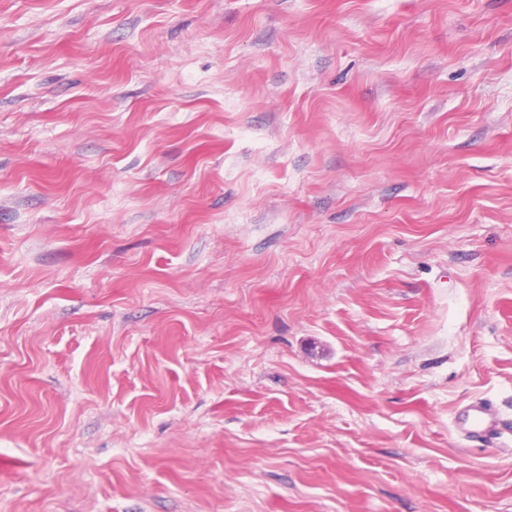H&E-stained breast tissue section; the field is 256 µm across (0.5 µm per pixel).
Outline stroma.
<instances>
[{
	"mask_svg": "<svg viewBox=\"0 0 512 512\" xmlns=\"http://www.w3.org/2000/svg\"><path fill=\"white\" fill-rule=\"evenodd\" d=\"M0 512H512V0H0ZM463 415L467 434L472 438L492 437L505 427L499 421L497 414L484 403L470 404L464 409Z\"/></svg>",
	"mask_w": 512,
	"mask_h": 512,
	"instance_id": "stroma-1",
	"label": "stroma"
}]
</instances>
